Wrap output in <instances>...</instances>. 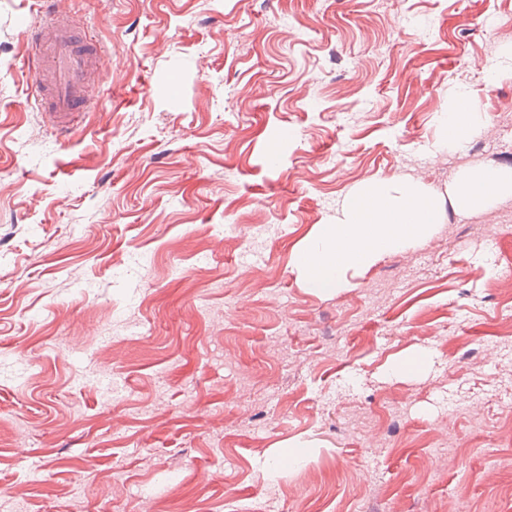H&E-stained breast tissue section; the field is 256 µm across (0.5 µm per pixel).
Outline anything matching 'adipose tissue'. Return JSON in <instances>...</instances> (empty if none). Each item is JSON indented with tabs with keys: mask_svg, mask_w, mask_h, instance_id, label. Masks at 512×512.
<instances>
[{
	"mask_svg": "<svg viewBox=\"0 0 512 512\" xmlns=\"http://www.w3.org/2000/svg\"><path fill=\"white\" fill-rule=\"evenodd\" d=\"M473 98L460 91L449 112L438 150L460 151L476 131ZM512 195V170L478 168L465 173L455 188L459 211L472 212ZM442 220L439 200L418 186L378 178L355 188L345 198L335 223L319 225L294 257L306 285L319 293L334 292L348 270L364 269L401 247L430 239Z\"/></svg>",
	"mask_w": 512,
	"mask_h": 512,
	"instance_id": "adipose-tissue-1",
	"label": "adipose tissue"
}]
</instances>
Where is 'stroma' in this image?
<instances>
[{"label": "stroma", "instance_id": "1", "mask_svg": "<svg viewBox=\"0 0 512 512\" xmlns=\"http://www.w3.org/2000/svg\"><path fill=\"white\" fill-rule=\"evenodd\" d=\"M59 9L102 71L65 132L39 0H0V512H512V196L454 204L512 169V0ZM462 87L484 122L436 151ZM376 178L441 224L306 288L296 250ZM507 195H512V170L497 167L465 173L454 192L457 209L461 212L486 208Z\"/></svg>", "mask_w": 512, "mask_h": 512}]
</instances>
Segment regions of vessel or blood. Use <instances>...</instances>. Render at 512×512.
<instances>
[{"mask_svg": "<svg viewBox=\"0 0 512 512\" xmlns=\"http://www.w3.org/2000/svg\"><path fill=\"white\" fill-rule=\"evenodd\" d=\"M28 63L35 83L33 96L44 105L57 127H68L96 100L102 79L97 43L81 22L46 0L42 24L25 26Z\"/></svg>", "mask_w": 512, "mask_h": 512, "instance_id": "b4317fda", "label": "vessel or blood"}]
</instances>
